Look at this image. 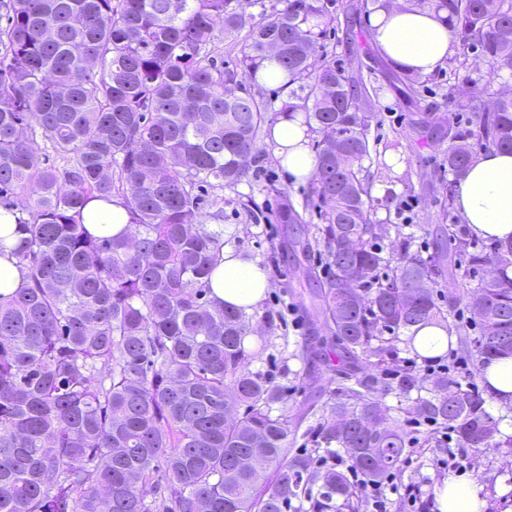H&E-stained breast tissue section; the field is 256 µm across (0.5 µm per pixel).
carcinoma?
I'll return each mask as SVG.
<instances>
[{"instance_id": "1", "label": "carcinoma", "mask_w": 512, "mask_h": 512, "mask_svg": "<svg viewBox=\"0 0 512 512\" xmlns=\"http://www.w3.org/2000/svg\"><path fill=\"white\" fill-rule=\"evenodd\" d=\"M259 16L243 0H5L0 27V204L15 207L11 257L23 283L0 294V512H284L310 485L313 508L359 512L348 474L309 469L272 417L277 386L249 368L250 320L208 299L224 246V198L207 189L248 176L271 107L251 88L263 62L298 85L276 112L314 129L312 193L329 275L316 313L348 358L378 367L382 332H457L478 369L512 357V240L469 254L493 278L467 293L474 338L436 299L453 275L407 252L376 280L370 222L371 113L320 43L336 0H284ZM493 68L512 72V0H414ZM246 31L233 68L219 33ZM486 149L512 151V93L469 106ZM448 171L474 159L446 132ZM120 197L128 231L90 234L82 212ZM494 328L495 335L486 337ZM378 345H373V342ZM409 392L375 376L342 388L319 436L378 481L414 444L383 396ZM403 409L449 428L466 448H512L503 417L473 385L436 375ZM244 406L243 413L235 407Z\"/></svg>"}]
</instances>
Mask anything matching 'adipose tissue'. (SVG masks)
<instances>
[{
	"instance_id": "1",
	"label": "adipose tissue",
	"mask_w": 512,
	"mask_h": 512,
	"mask_svg": "<svg viewBox=\"0 0 512 512\" xmlns=\"http://www.w3.org/2000/svg\"><path fill=\"white\" fill-rule=\"evenodd\" d=\"M375 41L393 64L405 71L430 75L454 52L446 24L426 9L387 0L375 4L368 16ZM312 133L299 119L281 117L267 137L281 168L291 181L313 179L317 159L309 143ZM455 206L472 233L482 239H512V154L488 151L479 155L461 176ZM83 222L95 236H112L127 229L130 214L121 198L90 201ZM269 280L258 261L232 246H224L209 276V299L235 310L251 312L265 297ZM480 487L465 474L448 480L436 492L438 512H482Z\"/></svg>"
}]
</instances>
